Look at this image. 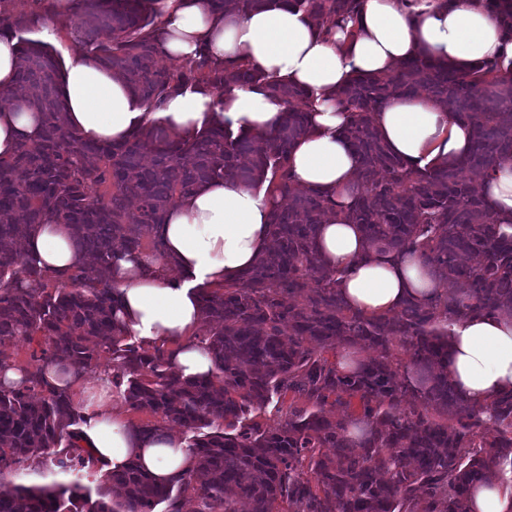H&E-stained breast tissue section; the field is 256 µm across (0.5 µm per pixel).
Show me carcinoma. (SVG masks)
I'll list each match as a JSON object with an SVG mask.
<instances>
[{
    "mask_svg": "<svg viewBox=\"0 0 512 512\" xmlns=\"http://www.w3.org/2000/svg\"><path fill=\"white\" fill-rule=\"evenodd\" d=\"M212 10L247 12L270 0H208ZM512 43V8L482 0ZM324 24L356 22L365 0H282ZM38 15L26 0L0 7V34L18 39L13 95L40 113L35 141L0 158V343L38 341L21 366L0 357V370L25 373L0 381V512H468L473 489L512 472V394L472 404L448 378V324L471 314L512 316V233L463 177L489 175L512 163V58L462 76L448 64L414 57L391 74L358 75L335 92L349 112L342 131L359 161L358 192L345 218L368 243L396 255L415 253L441 291L408 300L390 315L350 310L337 290L342 272L327 267L317 233L331 199L294 192L289 161L308 130L309 94L249 62L236 65L204 52L174 67L158 62L160 33L138 0H72L56 18L98 64L121 75L155 112L173 94L206 89L218 97L260 85L285 110L264 138L212 126L188 140L159 127L120 145L83 140L64 120L62 64L51 47L27 37ZM111 33L100 41L97 32ZM426 95L473 128L471 151L448 165L413 168L389 153L374 116L390 100ZM247 188L268 184L288 197L269 224L274 251L241 277L199 289L194 339L214 371L184 378L163 343L139 340L117 325L119 297L102 279L114 258L161 256L159 234L171 207L215 176ZM48 222L71 227L78 251L96 264L60 280L29 263L20 245ZM363 345L375 355L343 374L329 353ZM106 360L111 384L132 410L158 422L131 424L153 434L183 428L191 465L159 484L132 462L107 469L95 487L18 485L23 469L47 461L78 474L98 459L79 444L87 422L73 394L44 377L48 362L81 375ZM293 394L286 418L264 420L273 399ZM359 400L360 414L351 410ZM347 414L335 417L330 408Z\"/></svg>",
    "mask_w": 512,
    "mask_h": 512,
    "instance_id": "1",
    "label": "carcinoma"
}]
</instances>
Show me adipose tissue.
<instances>
[{"label":"adipose tissue","mask_w":512,"mask_h":512,"mask_svg":"<svg viewBox=\"0 0 512 512\" xmlns=\"http://www.w3.org/2000/svg\"><path fill=\"white\" fill-rule=\"evenodd\" d=\"M161 26L160 54L173 60L206 50L227 63L249 61L285 82L315 92L309 132L290 156L291 185L327 192L334 213L317 238L324 263L345 269L339 290L346 305L366 316L397 312L410 297L427 301L440 290L429 267L415 255L396 257L371 248L344 211L358 185L359 163L341 134L348 117L333 91L357 73L389 74L408 58L426 56L467 73L475 65L512 56L496 22L476 0H366L363 15L350 29L322 34L320 25L300 10L279 4L246 13H214L207 0H139ZM65 120L88 141L124 143L140 127L157 124L176 139L194 137L204 126L220 125L252 135L269 133L284 109L262 88H236L224 97L186 90L168 98L157 111L141 101L112 69L87 55L70 58L62 71ZM389 151L424 168L463 158L472 127L452 119L425 96L391 101L375 115ZM39 116L18 100L0 108V158L11 157L21 139L36 138ZM488 206L512 219V164L481 180ZM280 196L267 189H246L229 177L212 179L179 200L160 234L161 257L122 255L106 274L120 298L117 318L124 330L150 341H165L172 369L186 377L211 373L214 364L194 338L200 303L198 282L235 281L270 248L268 224ZM26 257L54 274L84 263L68 225H41L23 245ZM177 267L180 278L169 269ZM448 377L458 394L490 403L512 391V318H463L449 327ZM82 447L112 465L134 461L157 482L177 479L189 466L190 450L175 436L147 438L111 405L89 406ZM472 512H512V481L494 476L473 491Z\"/></svg>","instance_id":"adipose-tissue-1"}]
</instances>
